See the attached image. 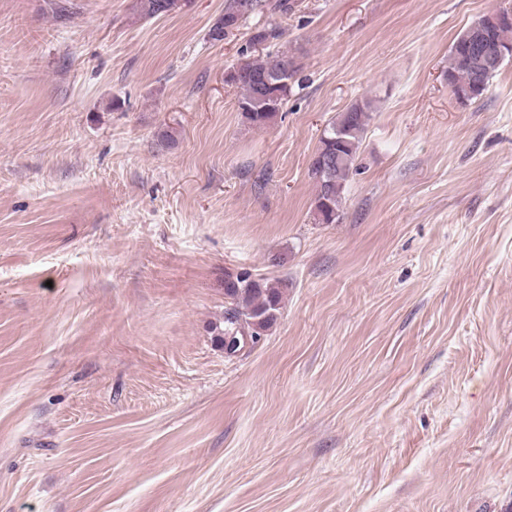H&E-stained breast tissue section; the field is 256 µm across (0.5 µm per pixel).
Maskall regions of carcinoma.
Returning <instances> with one entry per match:
<instances>
[{
  "instance_id": "carcinoma-1",
  "label": "carcinoma",
  "mask_w": 512,
  "mask_h": 512,
  "mask_svg": "<svg viewBox=\"0 0 512 512\" xmlns=\"http://www.w3.org/2000/svg\"><path fill=\"white\" fill-rule=\"evenodd\" d=\"M135 9L143 19H154L180 11L177 0H136ZM294 10L293 0H224V13L212 24L208 39L221 42L233 31L235 18L258 14L286 16ZM282 35L276 25L255 29L249 43H271ZM232 67L231 80L241 90L239 109L252 125L271 123L290 96L295 76L301 69L290 55L249 57ZM512 59V21L487 15L479 18L453 43L448 55V81L457 98L469 101L485 91L505 61ZM370 104L357 102L339 113L323 131L309 165L317 195L315 210L323 224H334L350 174L355 170L357 151L367 125ZM285 285L279 280L253 279L241 273L224 278V296L229 307L219 324L217 336L234 334L265 336L276 324L283 305Z\"/></svg>"
}]
</instances>
